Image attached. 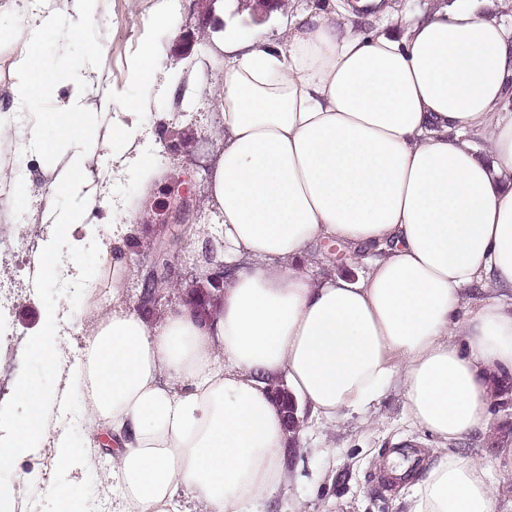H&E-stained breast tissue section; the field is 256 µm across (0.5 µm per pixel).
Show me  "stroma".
Returning <instances> with one entry per match:
<instances>
[{
    "mask_svg": "<svg viewBox=\"0 0 512 512\" xmlns=\"http://www.w3.org/2000/svg\"><path fill=\"white\" fill-rule=\"evenodd\" d=\"M160 0H96L94 21L88 22L74 0H59L54 28L40 49L43 64L55 69L58 80L37 92L40 105L52 109L70 96L69 75L80 71L88 77L84 103L91 119L82 141L65 143L55 130H48L44 145L0 154V180L11 183L0 192V225H10L13 238L0 240V278L26 275V256L18 249L32 225L52 221V209L69 208V196H51L50 186L75 154L85 157L84 189L102 200L90 220L98 233L111 234L119 222L122 202L136 199L133 221L142 224L144 240L156 231L150 205L168 200L173 177H180L196 192L189 210L178 213L186 254H193L192 231L213 221L205 190L223 146V121L205 83L224 69V37L254 27L266 28L278 37L280 16L261 10L256 0H176L171 27L145 30L141 20L153 14ZM162 43L167 57L149 90H142L137 76L141 50L147 40ZM98 43L102 57L89 65L85 48ZM10 42L0 43V121L24 127L36 117L35 109L14 101L15 81ZM138 102L143 114L137 143L143 157L158 171L151 192H142L133 175L116 176L113 161L95 147L97 135L112 122L126 121L128 102ZM100 258L94 242H87L81 261V280L54 279L33 295L20 296L7 314V327L21 343L15 355L0 358V373L8 384L0 388V440H8L15 421L29 413L17 401L19 383H39L48 399L42 412L43 432L37 448L25 457L16 472L0 475V491L12 492L17 512L38 503L39 512H60L47 495L49 485L65 482L73 491L77 512H112V478L106 451L88 447L86 407L70 385L71 361L81 357V329L94 316L88 310V292L83 278L98 274ZM47 329L52 350L68 354L69 363L52 364L33 353L32 334ZM73 421L66 431L75 455L89 461L84 470L67 472L57 467L53 423L60 413ZM486 432L469 438L462 453L469 460L488 466L496 488V512H512V393L501 392L491 403ZM436 438L414 426L403 391L387 392L364 414H355L331 424L302 423L296 442L285 451L287 493L276 512H408L413 487L425 465L437 456ZM398 456L403 476L394 478L390 489L378 483L390 456ZM34 472L39 482L18 485L17 476Z\"/></svg>",
    "mask_w": 512,
    "mask_h": 512,
    "instance_id": "1",
    "label": "stroma"
}]
</instances>
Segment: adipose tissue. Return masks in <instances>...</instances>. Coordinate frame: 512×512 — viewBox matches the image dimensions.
I'll use <instances>...</instances> for the list:
<instances>
[{"label":"adipose tissue","instance_id":"ef3b65f1","mask_svg":"<svg viewBox=\"0 0 512 512\" xmlns=\"http://www.w3.org/2000/svg\"><path fill=\"white\" fill-rule=\"evenodd\" d=\"M489 2L377 0L361 31L349 0H313L289 11L283 43L254 29L227 47L208 86L224 126L206 190L215 221L193 233L196 253L229 271L215 309L184 302L150 322L125 288L138 225L95 239L112 306L90 301L98 316L70 378L89 442L104 431L115 443L112 512H271L287 481L289 434L268 393L280 379L319 422L399 384L443 447L409 512H495L488 469L460 450L512 380V26ZM11 32L13 95L30 106L56 79L39 55L50 28L18 17ZM83 82L24 130L0 124V140L39 146L48 126L81 136ZM137 134V121L115 124L96 147L127 152L147 190L156 171ZM80 172L71 161L52 185L76 198L55 228L76 231L99 205ZM329 240L363 256L366 276L307 274L308 255L331 263L318 251ZM15 394L32 413L0 442V469L42 433L41 389Z\"/></svg>","mask_w":512,"mask_h":512}]
</instances>
